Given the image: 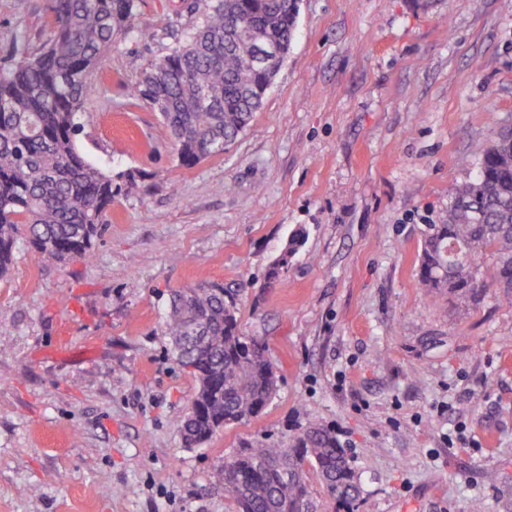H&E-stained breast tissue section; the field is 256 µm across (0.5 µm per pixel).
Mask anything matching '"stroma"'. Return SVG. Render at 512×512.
Returning a JSON list of instances; mask_svg holds the SVG:
<instances>
[{"mask_svg":"<svg viewBox=\"0 0 512 512\" xmlns=\"http://www.w3.org/2000/svg\"><path fill=\"white\" fill-rule=\"evenodd\" d=\"M181 4L138 0L154 39L119 42L84 103L81 152L137 176L92 258L25 249L0 279V512H233L211 471L311 423L346 449L359 512H512V292L465 305L418 286L449 184L512 128V0H298L261 109L193 167L127 96L193 23ZM49 5L0 0V70L16 36L42 48ZM201 282L235 295L279 386L187 448L198 383L164 317Z\"/></svg>","mask_w":512,"mask_h":512,"instance_id":"1","label":"stroma"}]
</instances>
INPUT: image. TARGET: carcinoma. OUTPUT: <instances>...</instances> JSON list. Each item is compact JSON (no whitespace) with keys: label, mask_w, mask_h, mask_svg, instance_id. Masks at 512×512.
I'll use <instances>...</instances> for the list:
<instances>
[{"label":"carcinoma","mask_w":512,"mask_h":512,"mask_svg":"<svg viewBox=\"0 0 512 512\" xmlns=\"http://www.w3.org/2000/svg\"><path fill=\"white\" fill-rule=\"evenodd\" d=\"M200 21L181 31L128 96L158 112L181 162L221 156L249 126L281 61L263 45L288 49L294 0H201ZM137 0H51L52 35L38 54L19 52L0 72V277L28 248L48 262L87 259L108 222L112 202L136 188L135 175H112L78 148L84 102L98 88L112 46L154 33L135 26ZM474 179L448 188V215L426 226L418 285L468 303L491 287L512 289V137L477 144ZM294 234L270 268L278 277L300 244ZM496 256L494 282L481 259ZM174 353L198 388L179 432L187 447L260 415L279 377L265 344L245 336L237 302L224 286L173 291L165 322ZM354 512L357 476L333 430L311 424L288 439L244 442L211 472L234 512H313L307 475Z\"/></svg>","instance_id":"obj_1"}]
</instances>
